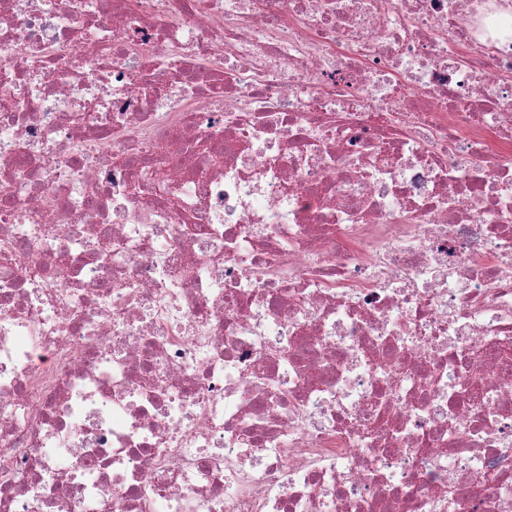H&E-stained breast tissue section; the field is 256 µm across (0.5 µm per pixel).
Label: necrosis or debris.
Listing matches in <instances>:
<instances>
[{"instance_id":"obj_1","label":"necrosis or debris","mask_w":512,"mask_h":512,"mask_svg":"<svg viewBox=\"0 0 512 512\" xmlns=\"http://www.w3.org/2000/svg\"><path fill=\"white\" fill-rule=\"evenodd\" d=\"M0 512H512V0H0Z\"/></svg>"}]
</instances>
